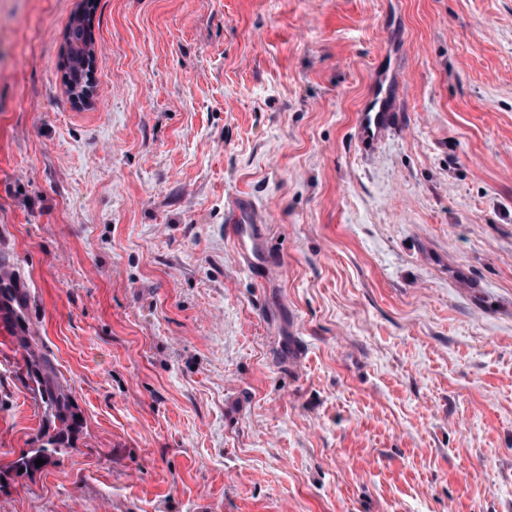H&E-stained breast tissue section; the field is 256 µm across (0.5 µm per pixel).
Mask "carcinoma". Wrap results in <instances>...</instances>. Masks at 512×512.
Returning <instances> with one entry per match:
<instances>
[{
	"label": "carcinoma",
	"mask_w": 512,
	"mask_h": 512,
	"mask_svg": "<svg viewBox=\"0 0 512 512\" xmlns=\"http://www.w3.org/2000/svg\"><path fill=\"white\" fill-rule=\"evenodd\" d=\"M90 40L89 32L82 25L70 22L68 28V48L75 50L84 41ZM66 92L72 94L85 85L86 72L80 65L66 67ZM26 296L22 289L0 281V306H5L17 313H23ZM23 377L30 389L39 396L45 407V416L40 429L39 446L22 453L12 462L15 471L24 470V474L33 475L40 471L36 459L45 463L68 451L69 437L74 420L67 390L57 379L56 369L52 361L44 356L29 352L24 360Z\"/></svg>",
	"instance_id": "1"
}]
</instances>
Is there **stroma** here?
Here are the masks:
<instances>
[{
	"instance_id": "obj_1",
	"label": "stroma",
	"mask_w": 512,
	"mask_h": 512,
	"mask_svg": "<svg viewBox=\"0 0 512 512\" xmlns=\"http://www.w3.org/2000/svg\"><path fill=\"white\" fill-rule=\"evenodd\" d=\"M82 4L0 0V256L78 418L12 470L0 336V512H512V0H95L78 109ZM399 82L388 71H377L372 80V90L358 113L354 141L357 146L369 151L388 133L390 128L401 122L398 99ZM255 216V208L246 198H236L226 211V231L233 243L234 256L247 266L260 264L265 254L253 228Z\"/></svg>"
}]
</instances>
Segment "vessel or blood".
Wrapping results in <instances>:
<instances>
[{
	"label": "vessel or blood",
	"mask_w": 512,
	"mask_h": 512,
	"mask_svg": "<svg viewBox=\"0 0 512 512\" xmlns=\"http://www.w3.org/2000/svg\"><path fill=\"white\" fill-rule=\"evenodd\" d=\"M399 82L388 72H376L372 90L356 120L354 141L365 151L375 147L390 128L401 122L398 99ZM253 204L245 198L236 199L226 212V231L234 247V255L246 265L260 264L265 248L257 238Z\"/></svg>",
	"instance_id": "obj_1"
}]
</instances>
